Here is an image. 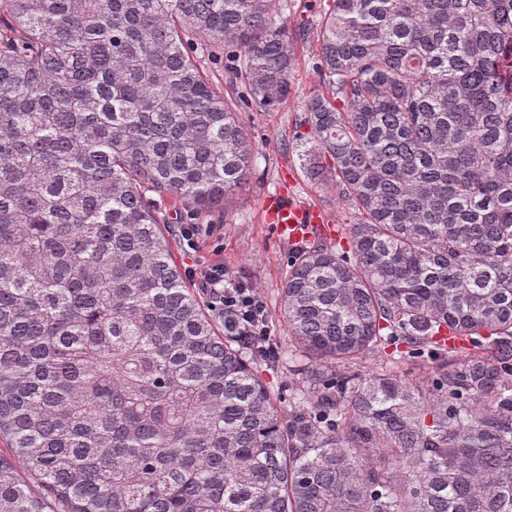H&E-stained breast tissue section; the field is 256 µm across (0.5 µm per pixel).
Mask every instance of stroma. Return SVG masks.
Instances as JSON below:
<instances>
[{
    "mask_svg": "<svg viewBox=\"0 0 512 512\" xmlns=\"http://www.w3.org/2000/svg\"><path fill=\"white\" fill-rule=\"evenodd\" d=\"M319 0H291L280 21L288 30L295 64L291 92L287 100L265 112L248 108L240 115L253 148L251 173L224 207L196 214L173 198L159 199L166 221L174 228L172 254L186 273V284L204 304H212L209 290L202 288L191 272L215 260L223 261L228 279L258 289L271 318V338L287 344L288 337L279 319L281 291L288 270L291 246L280 242L266 220L263 204L272 195L289 198L319 208L336 226V238L345 241L352 214L338 197L332 182H310L302 173L295 153V134L309 97L319 87L313 68L318 54L316 25ZM182 224L212 225V232L200 233V246L190 249L176 230Z\"/></svg>",
    "mask_w": 512,
    "mask_h": 512,
    "instance_id": "35a3bbf8",
    "label": "stroma"
}]
</instances>
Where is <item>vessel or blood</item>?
I'll list each match as a JSON object with an SVG mask.
<instances>
[{
    "label": "vessel or blood",
    "mask_w": 512,
    "mask_h": 512,
    "mask_svg": "<svg viewBox=\"0 0 512 512\" xmlns=\"http://www.w3.org/2000/svg\"><path fill=\"white\" fill-rule=\"evenodd\" d=\"M266 219L275 228L278 238L288 244H296L321 236L333 237L334 225L325 221L319 209L291 199H276L266 207Z\"/></svg>",
    "instance_id": "obj_1"
}]
</instances>
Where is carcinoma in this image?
<instances>
[{
    "instance_id": "cac0c4a2",
    "label": "carcinoma",
    "mask_w": 512,
    "mask_h": 512,
    "mask_svg": "<svg viewBox=\"0 0 512 512\" xmlns=\"http://www.w3.org/2000/svg\"><path fill=\"white\" fill-rule=\"evenodd\" d=\"M322 3L295 148L357 218L292 250L263 357L153 195L246 182L288 0H0V512H512V0ZM199 57L203 69L216 85L223 86L225 91H228L229 95L233 96L243 91L241 87L237 86H234L232 91L229 88L227 83V67H224V62L226 65L224 50L216 51L215 53L200 52Z\"/></svg>"
}]
</instances>
